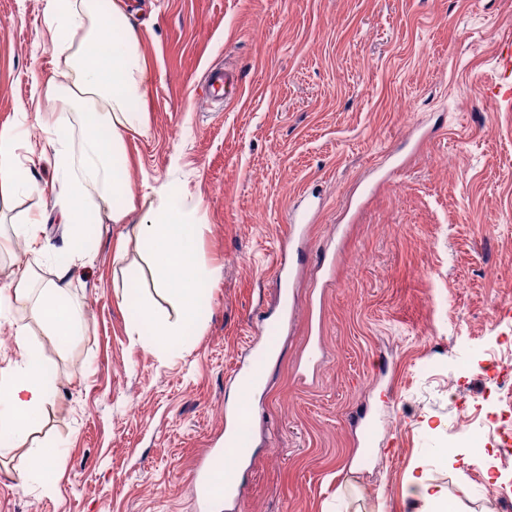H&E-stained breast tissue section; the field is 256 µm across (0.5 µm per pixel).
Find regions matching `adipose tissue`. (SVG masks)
<instances>
[{
  "mask_svg": "<svg viewBox=\"0 0 512 512\" xmlns=\"http://www.w3.org/2000/svg\"><path fill=\"white\" fill-rule=\"evenodd\" d=\"M45 19L52 54L63 65L61 79H48L34 101L59 102L62 113L47 126V148L55 160L60 220L71 229L63 246L66 262L56 276L39 281L38 270L48 249L39 221L14 222V238L24 240L28 260L13 278L0 284V304L31 310L49 342L64 346L79 333L81 314L69 296V265L89 259L84 224L88 215L107 211L112 223L139 219L131 232L154 259L152 274L172 312L161 317L142 306L132 321L133 332H148V344L160 348L178 342L201 319L211 285L220 269L202 267L196 259L197 204L185 190L162 189L156 203L137 210L135 192L122 171L127 163L124 135L132 128L146 129L138 107L148 85V69L134 25L119 36L110 33L121 21L119 11L107 12L101 0H47ZM79 106L78 122H71L69 107ZM16 133L0 132V194L29 188L30 171L18 159ZM128 223V222H127ZM14 336L20 360L0 376V446H17L30 434L35 414L50 403L56 374L32 344L28 325L16 324Z\"/></svg>",
  "mask_w": 512,
  "mask_h": 512,
  "instance_id": "ef3b65f1",
  "label": "adipose tissue"
}]
</instances>
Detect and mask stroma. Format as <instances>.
<instances>
[{
	"mask_svg": "<svg viewBox=\"0 0 512 512\" xmlns=\"http://www.w3.org/2000/svg\"><path fill=\"white\" fill-rule=\"evenodd\" d=\"M46 0H0V128L40 144L33 82L57 69ZM148 69L146 133L125 134L136 197L163 185L199 203L196 255L221 270L197 326L172 349L144 347L129 323L170 306L125 225L101 220L92 262L75 263L84 310L75 343L44 346L31 314L0 312V371L27 322L56 371L38 439L59 446L49 479L19 492L0 472V512H195L191 476L224 433L230 377L254 333L271 351L254 397L241 512H415L424 473L463 512H503L475 465L438 454L458 416L448 390L481 404L493 382L459 370L495 336L512 300V110L491 100L512 44V0H116ZM230 63L235 93L204 100V74ZM34 189L0 199L16 219L58 222L52 154L25 155ZM315 214L279 284L288 211ZM281 327L260 318L281 302ZM322 352L300 376L311 309Z\"/></svg>",
	"mask_w": 512,
	"mask_h": 512,
	"instance_id": "35a3bbf8",
	"label": "stroma"
}]
</instances>
